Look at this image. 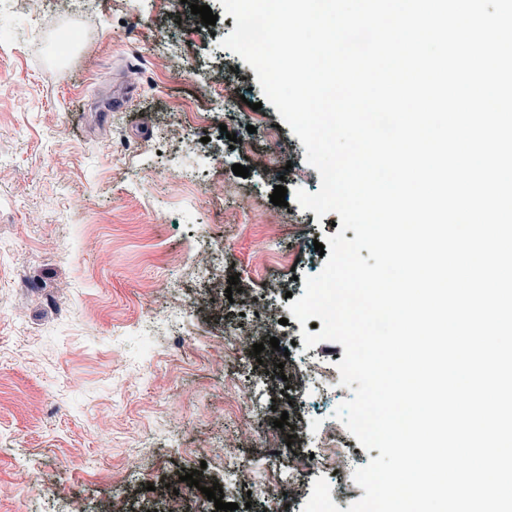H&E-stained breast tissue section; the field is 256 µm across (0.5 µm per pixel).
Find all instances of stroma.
Listing matches in <instances>:
<instances>
[{"instance_id":"stroma-1","label":"stroma","mask_w":512,"mask_h":512,"mask_svg":"<svg viewBox=\"0 0 512 512\" xmlns=\"http://www.w3.org/2000/svg\"><path fill=\"white\" fill-rule=\"evenodd\" d=\"M198 2L215 27L185 24L181 0H82L77 20L57 0H15L0 15L10 38L0 43V512H107L117 495L127 512H216L180 477L211 480L232 460L245 467L224 502L302 512L318 468L284 494L252 493L268 434L285 413L283 435L317 450L353 397L339 384L343 346L304 348L288 309L321 271L314 243L340 217L271 203L275 185L314 193L320 175L255 70L220 47L234 17L219 0ZM74 27L86 34L79 50L52 58ZM219 83L240 96L236 111L209 107ZM272 133L283 151L271 152ZM211 253V280L238 276V292L200 279ZM233 329L247 331V353L278 339L293 373L318 363L327 391L306 410L290 403L265 349L253 374L275 408L246 413L239 361L219 352Z\"/></svg>"}]
</instances>
